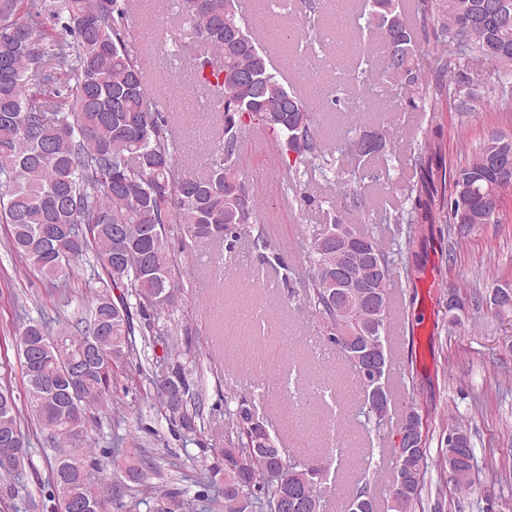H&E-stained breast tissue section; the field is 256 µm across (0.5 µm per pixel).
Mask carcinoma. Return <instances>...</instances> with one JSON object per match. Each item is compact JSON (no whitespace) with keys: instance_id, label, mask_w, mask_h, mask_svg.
<instances>
[{"instance_id":"carcinoma-1","label":"carcinoma","mask_w":512,"mask_h":512,"mask_svg":"<svg viewBox=\"0 0 512 512\" xmlns=\"http://www.w3.org/2000/svg\"><path fill=\"white\" fill-rule=\"evenodd\" d=\"M492 0H445L433 20L435 38L459 54L483 57L509 80L494 89L512 97V22L491 11ZM197 46L193 67L209 88L224 129L203 173L176 165L178 143L160 104L147 94L145 76L129 26L130 0H0V224L8 226L7 249L44 278L87 267V300L75 322L51 335L32 319L14 337L24 378V393L14 394L8 379L0 383V438L15 437L24 460L0 456V473L15 476L31 463L20 426L22 412L44 431L52 454L46 457L57 512L70 499L90 512H112L138 489H153L164 472L134 451L117 460L98 458L86 439L95 414L106 411L119 371L135 370L138 386H148L157 412L169 428L185 437L204 432L197 369L179 355L172 368L153 372L147 349L156 337L172 336L177 325L156 322L183 304L185 287L169 249L171 235L183 241L216 240L244 234L268 249L259 224L258 201L239 167L238 142L247 123L270 130L278 161L293 181L332 166L313 110L292 85H284L266 49L244 16L243 0H178ZM362 28L377 32L384 48L382 76L397 80L424 106L443 98L459 100L469 77L439 60L434 77L424 74L419 36L402 0H363ZM387 144L365 148L348 142L357 163L385 151ZM512 161V135L492 131L463 163L447 164L442 144L425 140L414 161L410 207L394 224H446L464 233L461 207L469 224H500L502 197L512 192V175L500 178L496 163ZM330 224L310 239L309 271L298 288L305 307L321 321L324 336L348 359L364 390L359 411L377 440L390 422L389 306L395 258L372 234L344 223L336 207ZM370 253L378 266L356 265V280L377 277L381 301L372 319L354 296L336 298L329 269L332 236ZM377 343L384 365L382 400L371 393L358 354ZM188 399L180 403L173 394ZM232 418L241 434L236 448H213L214 463L201 461L208 483L221 482L212 499L215 512H278L285 492L306 501V512H322L326 495L336 490L332 466L342 449L317 458H298L278 446L266 424L245 398L235 400ZM444 472L456 491L471 488L475 454L464 424L448 432L441 449ZM400 485L389 490V512H414L428 467L429 445L419 437L414 448L395 447ZM366 467L348 497V512H378ZM155 512H194L178 492L156 498Z\"/></svg>"}]
</instances>
